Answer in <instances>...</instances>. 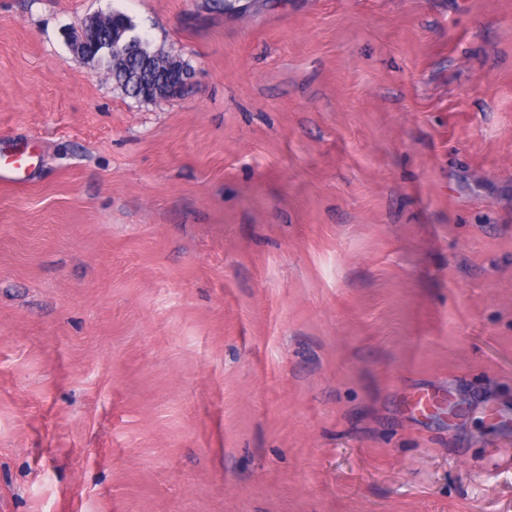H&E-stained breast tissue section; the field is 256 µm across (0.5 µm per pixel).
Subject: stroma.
<instances>
[{"mask_svg": "<svg viewBox=\"0 0 512 512\" xmlns=\"http://www.w3.org/2000/svg\"><path fill=\"white\" fill-rule=\"evenodd\" d=\"M241 3L0 0V512H512V0ZM101 14L103 17L94 27H90L87 21L81 28L92 51L91 61L103 65L107 74L112 75V82L127 96L142 98L155 80L164 74L174 56L162 47L152 48L151 42L138 32L137 36L144 39L143 48L126 52L112 49L111 52L109 45L117 39L121 43L127 36V29L135 31L136 26L128 15L119 10ZM144 58L150 60L149 65L144 63Z\"/></svg>", "mask_w": 512, "mask_h": 512, "instance_id": "obj_1", "label": "stroma"}]
</instances>
